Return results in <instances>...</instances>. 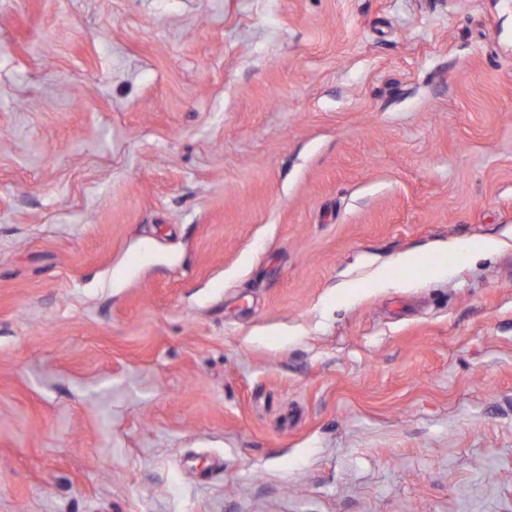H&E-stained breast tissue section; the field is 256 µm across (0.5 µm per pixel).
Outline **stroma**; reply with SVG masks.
Returning <instances> with one entry per match:
<instances>
[{
	"label": "stroma",
	"instance_id": "35a3bbf8",
	"mask_svg": "<svg viewBox=\"0 0 512 512\" xmlns=\"http://www.w3.org/2000/svg\"><path fill=\"white\" fill-rule=\"evenodd\" d=\"M0 512H512V0H0Z\"/></svg>",
	"mask_w": 512,
	"mask_h": 512
}]
</instances>
